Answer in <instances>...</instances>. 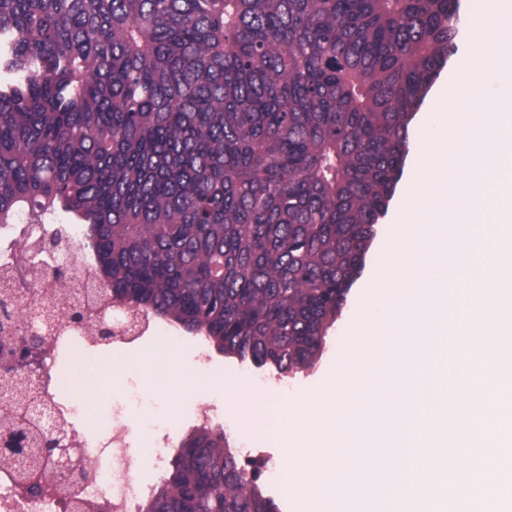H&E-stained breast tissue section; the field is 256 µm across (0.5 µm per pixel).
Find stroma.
I'll use <instances>...</instances> for the list:
<instances>
[{
	"instance_id": "35a3bbf8",
	"label": "stroma",
	"mask_w": 512,
	"mask_h": 512,
	"mask_svg": "<svg viewBox=\"0 0 512 512\" xmlns=\"http://www.w3.org/2000/svg\"><path fill=\"white\" fill-rule=\"evenodd\" d=\"M391 229L390 222H382L366 258L364 278L372 274ZM364 278L352 288L343 315L330 332L323 359L313 369L283 377L256 368L252 362L228 359L219 352L209 351L202 338L187 334L170 343V357L183 375L181 384L175 385L168 381L166 369L148 370L143 366L146 355L162 343L160 334L156 333L143 337L133 346H113L104 342L83 345L85 360L79 364L71 359L69 348H62L56 360L57 406L63 411L70 408L72 402L79 399L80 386L88 374L98 367L117 362L121 368L113 375L110 389L95 400L94 405L104 410L120 407L124 380L129 371H136L144 394L152 401L150 407L122 416L131 431L129 474L138 481L159 486L179 451L181 440L192 433L198 409L204 404L209 405L212 414L231 421L239 435L252 443L256 454L272 459L275 465H282L286 451V440L282 433L271 426L260 431L253 424L243 421L230 402L229 395L239 384L259 393H270L277 400H292L317 391L327 371L346 347L344 332L356 318L365 286ZM205 354L211 357L208 371L200 376L194 375L197 357ZM151 448L164 449L162 461L148 456L147 451Z\"/></svg>"
}]
</instances>
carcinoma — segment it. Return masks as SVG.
I'll list each match as a JSON object with an SVG mask.
<instances>
[{
	"instance_id": "1",
	"label": "carcinoma",
	"mask_w": 512,
	"mask_h": 512,
	"mask_svg": "<svg viewBox=\"0 0 512 512\" xmlns=\"http://www.w3.org/2000/svg\"><path fill=\"white\" fill-rule=\"evenodd\" d=\"M460 0H0V224L82 229L105 312L310 367L457 51ZM61 225L30 269L66 280ZM14 371L46 337H24ZM147 512H277L224 432Z\"/></svg>"
}]
</instances>
